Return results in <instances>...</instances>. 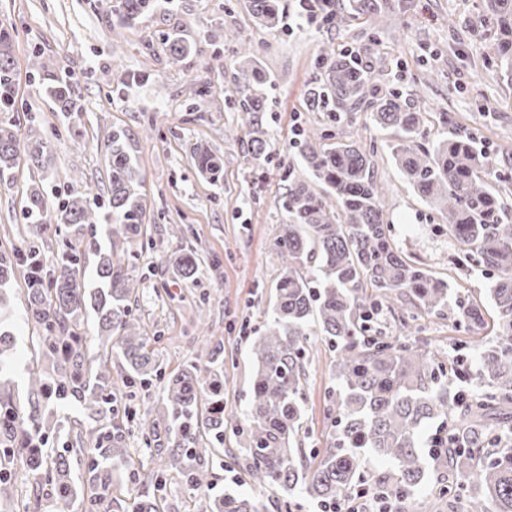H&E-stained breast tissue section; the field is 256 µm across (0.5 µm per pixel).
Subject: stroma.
<instances>
[{"mask_svg":"<svg viewBox=\"0 0 512 512\" xmlns=\"http://www.w3.org/2000/svg\"><path fill=\"white\" fill-rule=\"evenodd\" d=\"M249 0H178L176 8L135 21L114 46L112 18L99 0H0V19L15 27L19 111L9 118L27 129L29 118L48 132L53 166L20 169L13 183L0 184V244L24 246L33 233L21 223L32 186L49 196L103 184L108 178V137L126 130L144 175L149 224L134 261L139 281L133 314L153 345L162 370L149 385L122 389L119 408L145 411L163 397L166 374L183 364L207 360L218 351L224 363V418L230 427L224 445L240 448L235 429L244 415L254 364L249 337L260 331L284 265L273 241L287 220L282 207L288 169L300 160L299 129L334 133L325 113L311 111L308 90L324 77L316 61L325 45L382 69V89L427 100L423 125L429 138L449 133L473 135L484 151L500 156L512 149V79L488 67L483 53L493 29L481 20L482 0H395L385 27L344 19L334 25L296 18L291 0H276L281 26L259 28ZM223 30L220 49L207 46L211 30ZM179 34L203 52L172 62L166 37ZM262 46L263 88L272 100L265 115L267 156L254 159L240 139V115L230 101L242 74L240 43ZM221 61H212L213 52ZM74 79L81 112H61L43 78L59 70ZM207 85L209 101L192 110L191 88ZM447 121H440V113ZM370 149L371 167L386 189V215L397 246L439 277L459 271V248L448 237L441 212L424 203L397 169L391 155L392 131L359 112L348 129ZM223 159L219 181L197 171V145ZM177 249L195 252V279L177 281L167 268ZM14 309L9 331L14 340L15 391H24L27 371L39 362L31 340L34 325L25 311V281L11 285ZM419 338L453 354L467 340L452 310L421 315ZM335 354L315 337L308 365L302 448L325 444V409L337 381Z\"/></svg>","mask_w":512,"mask_h":512,"instance_id":"obj_1","label":"stroma"}]
</instances>
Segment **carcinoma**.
Segmentation results:
<instances>
[{
	"instance_id": "carcinoma-1",
	"label": "carcinoma",
	"mask_w": 512,
	"mask_h": 512,
	"mask_svg": "<svg viewBox=\"0 0 512 512\" xmlns=\"http://www.w3.org/2000/svg\"><path fill=\"white\" fill-rule=\"evenodd\" d=\"M174 0H116L112 30L129 28L160 3ZM493 20V57L512 71V0H484ZM256 21L269 31L278 25L274 0H249ZM393 0H349L353 19L384 23ZM171 61L197 51L177 36L168 38ZM11 29L0 23V112L17 111V72ZM329 64L325 78L308 90L314 112L336 123V134L305 131L301 165L288 168L282 207L288 214L275 241L286 273L276 286L265 329L250 338L256 362L241 434L245 438L246 474L260 490L286 494L284 503L302 497L325 508L367 486L408 512L429 463L452 475L439 489L442 507L454 512L455 501L467 498V512H512V224L505 202L492 191L488 176L499 172L467 135L452 134L424 142L422 113L410 111L393 92H384L381 74L330 46L320 50ZM257 70L243 72L234 99L248 152L265 153L262 113L271 110L266 93L254 83ZM66 112L77 110L71 83L53 74L46 85ZM397 133L393 158L414 192L448 215V235L463 248L465 266L498 272L486 288L491 309L473 299L453 297L447 280L408 260L395 246L385 220V191L370 171L367 152L343 135L342 127L357 112ZM128 136L114 130L109 137L107 201L90 203L92 188L55 200L34 187L22 213L38 238L61 237L66 249L53 260L49 278L43 248L0 250V498L15 477L7 463L15 450H25L26 478L33 497L21 502L23 512L39 508L44 496L70 500L82 493L95 512H122L124 500L113 493L112 471L132 462L125 431L113 406L112 359L126 368L123 385L143 384L159 374L153 350L156 338L146 335L132 316L137 283L131 270L136 248L143 245L145 175L127 146ZM46 139L36 118L26 137L0 120V182L15 178L24 162L37 169L49 159ZM201 173L219 179L221 159L201 145L194 151ZM98 258L94 284L86 286V257ZM172 274L192 279L195 257L184 251L169 259ZM27 287V313L38 329L35 343L39 367L29 372L28 405L22 407L7 378L13 361V337L6 329L11 299L2 291L16 272ZM408 292L411 307L398 314L401 331L412 334L416 313H438L455 302L457 322L492 333L471 371L468 357H452L420 342H393L382 324H372L385 297ZM93 311L101 351L90 354L80 332L83 314ZM320 334L336 352L338 389L327 402L326 446L306 452L296 447L303 426L302 404L312 337ZM205 373L187 363L165 383L163 403L138 417L145 439L154 443L157 494L140 495L133 512H162L163 474L172 470L199 496L196 512H268L264 500L239 492L209 494L210 468L224 455L223 367L218 352ZM460 393L448 391V381ZM75 406L95 423L94 448L81 482H75L70 449L49 457L42 432L41 406ZM438 423V437L424 450L422 432ZM390 466L368 471L371 460Z\"/></svg>"
}]
</instances>
